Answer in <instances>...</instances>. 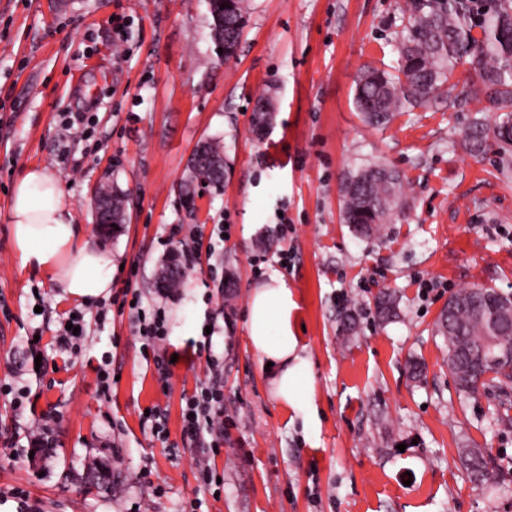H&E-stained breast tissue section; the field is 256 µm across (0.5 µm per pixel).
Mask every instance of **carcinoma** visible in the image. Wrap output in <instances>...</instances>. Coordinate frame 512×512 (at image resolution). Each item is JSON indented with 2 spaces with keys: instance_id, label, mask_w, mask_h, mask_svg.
I'll list each match as a JSON object with an SVG mask.
<instances>
[{
  "instance_id": "carcinoma-1",
  "label": "carcinoma",
  "mask_w": 512,
  "mask_h": 512,
  "mask_svg": "<svg viewBox=\"0 0 512 512\" xmlns=\"http://www.w3.org/2000/svg\"><path fill=\"white\" fill-rule=\"evenodd\" d=\"M207 8L212 40L232 37L224 51L229 58L241 37L239 32L230 35V25L244 19V0H207ZM461 64L469 65L472 74L471 99L482 105L481 111L497 114L492 123L473 117L463 147L473 156L504 155L512 148V0H408L398 74L361 72L356 108L367 124L385 125L405 106L426 103ZM345 183L356 189L343 194L342 220L360 236L380 232L402 208L401 176L384 164L361 169ZM97 193L109 199L114 214L124 215L123 192L107 185ZM455 297L460 306L453 320L443 312L438 327L448 339V369L458 390L473 395L486 386L504 389L512 384V373L491 359L489 338L512 343V321L493 331L487 322L500 307V293L470 288ZM462 463L478 485L497 482L498 472L480 449H466Z\"/></svg>"
}]
</instances>
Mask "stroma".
<instances>
[{
  "label": "stroma",
  "instance_id": "stroma-1",
  "mask_svg": "<svg viewBox=\"0 0 512 512\" xmlns=\"http://www.w3.org/2000/svg\"><path fill=\"white\" fill-rule=\"evenodd\" d=\"M236 54L221 59L206 0H0V382L29 392L15 408L0 396V429L26 431L55 412L54 454L39 460L0 446V512L12 489L38 512H181L204 497L180 447L181 394L205 377L204 361L178 362L163 395L127 317L91 331L83 363L65 366L52 340L73 309L43 272L21 266L10 235L11 192L27 167L60 179L92 244L111 249L113 288L138 263L149 303L165 308L171 350L200 339L207 299L231 295L224 334V496L211 512H512V423L496 388L461 395L436 332L464 288L512 294V162L475 158L460 142L476 102L466 67L443 94L405 108L383 127L353 103L370 66L391 71L407 0H245ZM124 19L115 33L111 18ZM275 104L263 136L259 98ZM224 156L220 188L188 167L202 141ZM382 162L403 176L402 213L358 238L341 220L344 174ZM127 196L118 230L95 231L101 185ZM202 241L228 227L213 264L186 271L177 295L153 286L172 225ZM283 274L311 364L312 409L274 396L246 328L253 288ZM437 289L423 296L422 281ZM391 293L397 315L381 323L374 298ZM40 315H32L34 303ZM44 331L42 374L27 338ZM112 355L102 395L96 366ZM160 406L169 445L144 432ZM486 449L499 483L478 490L464 449Z\"/></svg>",
  "mask_w": 512,
  "mask_h": 512
}]
</instances>
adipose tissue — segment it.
Returning a JSON list of instances; mask_svg holds the SVG:
<instances>
[{"mask_svg": "<svg viewBox=\"0 0 512 512\" xmlns=\"http://www.w3.org/2000/svg\"><path fill=\"white\" fill-rule=\"evenodd\" d=\"M10 234L22 266L50 276L63 296L84 302L112 287V252L89 244L66 203L61 182L43 168L28 167L17 181L10 204ZM296 304L280 272L253 289L248 306V339L268 365L267 374L281 404L295 410L306 403L312 371L299 354L292 312Z\"/></svg>", "mask_w": 512, "mask_h": 512, "instance_id": "adipose-tissue-1", "label": "adipose tissue"}]
</instances>
